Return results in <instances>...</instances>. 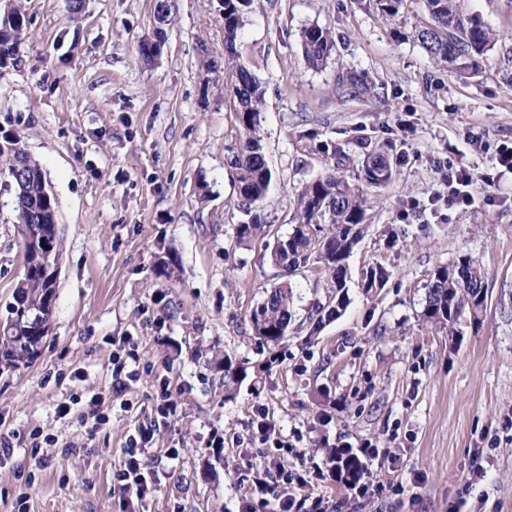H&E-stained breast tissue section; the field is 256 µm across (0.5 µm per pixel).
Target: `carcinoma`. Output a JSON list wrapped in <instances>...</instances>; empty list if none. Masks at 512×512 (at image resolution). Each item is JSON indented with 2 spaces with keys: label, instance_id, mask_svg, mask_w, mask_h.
<instances>
[{
  "label": "carcinoma",
  "instance_id": "cac0c4a2",
  "mask_svg": "<svg viewBox=\"0 0 512 512\" xmlns=\"http://www.w3.org/2000/svg\"><path fill=\"white\" fill-rule=\"evenodd\" d=\"M432 18L429 27L415 32L423 48L440 63L459 74L477 70L479 58L492 44L487 28L464 18L457 10L456 0H425ZM249 0H224V100L229 111L236 114L239 138L226 147L227 164L233 171L237 190V207L249 212L263 199L270 182L268 162L261 143L260 114L264 91L254 74L235 59V46L242 17ZM27 28L26 14L19 6L0 14V69H7L17 60L16 48ZM303 54L311 68L323 67L336 49L333 31L320 26L302 31ZM0 159L5 174L15 191V208L19 226L50 222L56 211L54 198L46 197L47 185L40 165L14 138L0 144ZM393 168L389 157L380 152L366 155L361 163L360 180L365 187H378L391 179ZM297 224L288 233V253L273 243L274 264L291 273L313 260L321 265L336 292L345 288L346 261L363 234L365 214L364 191L353 188L342 176L331 171L304 185L298 192ZM328 226L323 231L322 225ZM264 225L251 220L237 225L239 242L244 243ZM388 274L380 265L369 267L361 287L367 293L385 287ZM55 283L42 275L27 276L20 299L8 305L7 324L19 328L29 317L42 313L41 324L49 330L51 310L46 299L54 297ZM485 273L476 262L465 259L450 267L434 271L426 285L424 319L446 328L462 315L478 321L487 302ZM293 291L284 282L267 292L264 301L250 316L253 330L264 342L276 345L288 334L291 324ZM45 335H0V368L7 370L26 365L38 355ZM247 369L224 361V389L231 396L246 379Z\"/></svg>",
  "mask_w": 512,
  "mask_h": 512
}]
</instances>
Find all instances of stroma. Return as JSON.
<instances>
[{"label":"stroma","instance_id":"obj_1","mask_svg":"<svg viewBox=\"0 0 512 512\" xmlns=\"http://www.w3.org/2000/svg\"><path fill=\"white\" fill-rule=\"evenodd\" d=\"M29 24L15 67L0 72V137L19 138L57 206L62 265L51 329L29 364L0 373V512H119L112 475L127 437L153 426L144 459L156 490L145 512H236L255 466L279 457L257 432L267 415L292 444L291 469L335 512H512V171L495 148L512 143V0H457L486 26L492 48L472 75L434 61L413 37L430 25L423 0L400 19L376 0H251L236 56L264 90L260 135L272 178L256 214L265 232L239 243L244 216L226 164L239 132L224 101V0H15ZM331 28L336 50L304 64V28ZM161 39L158 55L140 51ZM393 178L369 190L363 238L348 260L347 305H335L321 265L291 278L284 340L263 342L250 315L280 283L270 260L297 193L340 163L358 185L366 154ZM496 173L465 209L434 205L445 163ZM486 272L479 321L449 328L423 316L441 266ZM383 266L381 291L360 286ZM23 269L14 188L0 174V322ZM146 368L91 430L73 393L111 397L113 356ZM245 364L224 395L225 359ZM171 382L176 417L155 423L156 381ZM54 437L37 469L32 429ZM223 448L209 447L212 432ZM371 443L385 456L382 493L358 496L318 481L336 448ZM179 458L167 460L166 449Z\"/></svg>","mask_w":512,"mask_h":512}]
</instances>
